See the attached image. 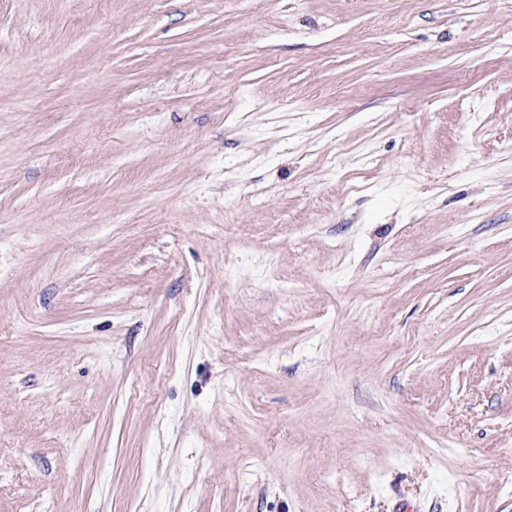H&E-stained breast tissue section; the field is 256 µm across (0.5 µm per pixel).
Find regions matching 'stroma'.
<instances>
[{
    "label": "stroma",
    "instance_id": "35a3bbf8",
    "mask_svg": "<svg viewBox=\"0 0 512 512\" xmlns=\"http://www.w3.org/2000/svg\"><path fill=\"white\" fill-rule=\"evenodd\" d=\"M512 512V0H0V512Z\"/></svg>",
    "mask_w": 512,
    "mask_h": 512
}]
</instances>
